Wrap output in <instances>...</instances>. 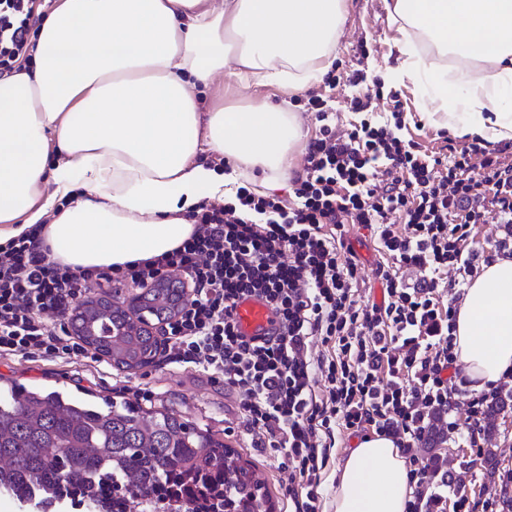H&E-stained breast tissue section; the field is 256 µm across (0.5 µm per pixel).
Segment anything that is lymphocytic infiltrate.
Wrapping results in <instances>:
<instances>
[{"label": "lymphocytic infiltrate", "instance_id": "obj_1", "mask_svg": "<svg viewBox=\"0 0 512 512\" xmlns=\"http://www.w3.org/2000/svg\"><path fill=\"white\" fill-rule=\"evenodd\" d=\"M36 0H0V78L27 61ZM319 130L306 148L290 198L239 186L223 206L197 205L196 230L156 259L74 269L51 260L41 225L0 245V356L84 358L60 322L103 284L146 288L182 277L192 297L165 327L179 362L223 378L258 447L282 453L285 494L295 512H321L320 489L336 438L372 430L409 453L406 512H448L436 475L411 448L430 416L472 457L500 387L473 393L450 374L455 307L440 288L448 268L470 272L477 225L495 219L512 235V145L469 143L427 152L378 120L368 97L351 101L361 119L345 131L326 101L308 100ZM371 227L381 256L380 300L358 293V264L345 256L349 226ZM415 273L405 282L402 271ZM264 297L280 335L252 343L231 319L234 302ZM325 354L313 355L312 343ZM465 414H458L459 405Z\"/></svg>", "mask_w": 512, "mask_h": 512}]
</instances>
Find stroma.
Wrapping results in <instances>:
<instances>
[{"mask_svg": "<svg viewBox=\"0 0 512 512\" xmlns=\"http://www.w3.org/2000/svg\"><path fill=\"white\" fill-rule=\"evenodd\" d=\"M395 36L386 0H348V18L335 60L344 70L363 68L367 80L356 87L341 84L331 91L330 106L335 120L343 125L353 122L354 115L348 110L353 96L376 92L386 96L395 92L405 109L401 136L420 143L427 151L439 150L449 133L425 118L428 102L421 98L412 83L393 86L385 79L387 68L394 66L398 55L393 44ZM362 42L366 43L370 55L359 62L354 50ZM346 244L353 250L360 267L362 295L381 298L382 284L376 275L379 254L369 230L350 229ZM15 382L31 390L58 389L75 396L86 394L94 401L121 394L146 409H168L181 419L211 430L238 449L266 478L275 512L292 510L284 495L288 473L282 466L283 455L270 448L254 447L239 413L238 390L197 367L167 363L158 356L142 368L122 370L93 351L87 359L71 364L0 356V388L10 387ZM485 424L487 431L482 435L481 444L494 450L495 460L491 463L478 461L467 470L465 491L475 497L504 491L512 497V488L502 489L500 482L501 473L512 470V401H505L497 414L486 418Z\"/></svg>", "mask_w": 512, "mask_h": 512, "instance_id": "1", "label": "stroma"}]
</instances>
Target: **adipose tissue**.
<instances>
[{
  "mask_svg": "<svg viewBox=\"0 0 512 512\" xmlns=\"http://www.w3.org/2000/svg\"><path fill=\"white\" fill-rule=\"evenodd\" d=\"M346 18L347 0H57L33 64L0 78V244L39 224L51 259L73 268L171 252L195 231L187 210L225 194L197 160L205 149L283 187L304 124L239 94L319 83ZM392 18L391 80L421 89L454 136L512 141V0H393ZM219 74L239 100L201 111L193 85ZM452 344L471 390L512 375V257L470 280ZM408 472L394 439L372 434L350 450L328 512H405Z\"/></svg>",
  "mask_w": 512,
  "mask_h": 512,
  "instance_id": "adipose-tissue-1",
  "label": "adipose tissue"
}]
</instances>
